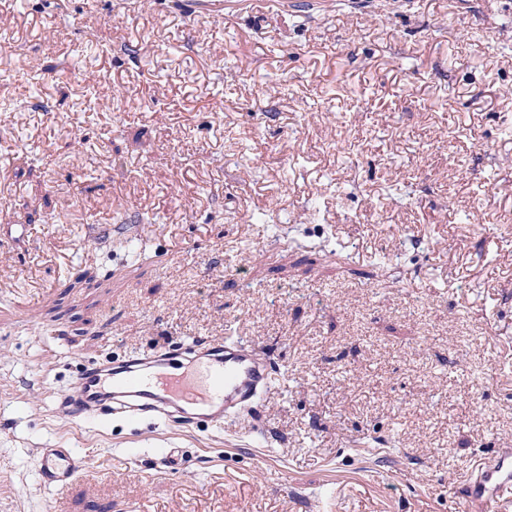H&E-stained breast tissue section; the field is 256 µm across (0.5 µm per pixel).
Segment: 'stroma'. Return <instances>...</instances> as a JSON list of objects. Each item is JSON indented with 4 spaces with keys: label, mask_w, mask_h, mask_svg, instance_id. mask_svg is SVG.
<instances>
[{
    "label": "stroma",
    "mask_w": 512,
    "mask_h": 512,
    "mask_svg": "<svg viewBox=\"0 0 512 512\" xmlns=\"http://www.w3.org/2000/svg\"><path fill=\"white\" fill-rule=\"evenodd\" d=\"M210 2L0 0V512H463L512 448V0ZM230 337L259 418L64 406ZM84 467V459L72 448H44L38 461L42 484L63 488Z\"/></svg>",
    "instance_id": "1"
}]
</instances>
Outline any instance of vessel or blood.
Here are the masks:
<instances>
[{"label": "vessel or blood", "instance_id": "1", "mask_svg": "<svg viewBox=\"0 0 512 512\" xmlns=\"http://www.w3.org/2000/svg\"><path fill=\"white\" fill-rule=\"evenodd\" d=\"M188 365L168 371L170 354L105 361L84 369L67 398L77 417L153 416L186 424L221 420L251 407L271 379L272 365L242 342L195 341L182 352ZM84 466L70 448L43 449L42 484L61 488ZM467 512H512V448L483 462L461 487Z\"/></svg>", "mask_w": 512, "mask_h": 512}]
</instances>
